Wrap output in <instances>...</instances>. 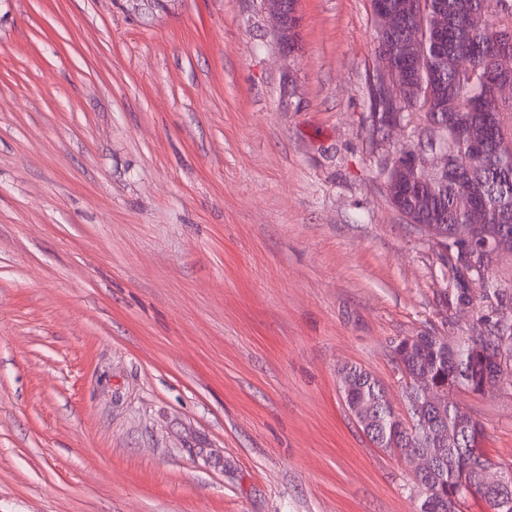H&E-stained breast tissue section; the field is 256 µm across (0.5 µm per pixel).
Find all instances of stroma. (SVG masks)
<instances>
[{"instance_id": "stroma-1", "label": "stroma", "mask_w": 512, "mask_h": 512, "mask_svg": "<svg viewBox=\"0 0 512 512\" xmlns=\"http://www.w3.org/2000/svg\"><path fill=\"white\" fill-rule=\"evenodd\" d=\"M0 0V512H418L350 413L394 340L468 335L373 145L370 0ZM453 400L512 464V376ZM275 22V35L285 49H290L301 23L298 0H263Z\"/></svg>"}]
</instances>
